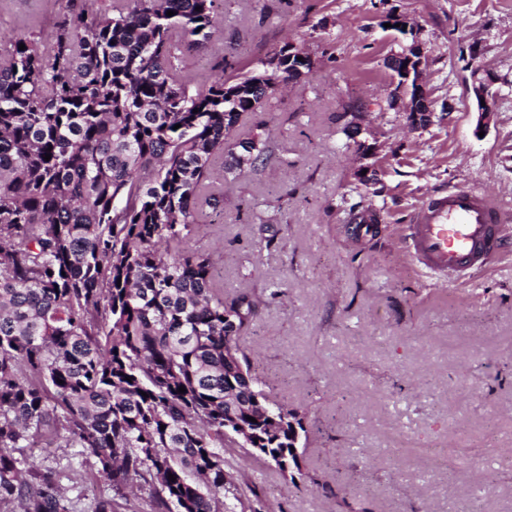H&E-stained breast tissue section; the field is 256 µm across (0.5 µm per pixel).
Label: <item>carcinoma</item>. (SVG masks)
Masks as SVG:
<instances>
[{
    "label": "carcinoma",
    "mask_w": 512,
    "mask_h": 512,
    "mask_svg": "<svg viewBox=\"0 0 512 512\" xmlns=\"http://www.w3.org/2000/svg\"><path fill=\"white\" fill-rule=\"evenodd\" d=\"M218 32L217 0H112L72 6L0 56L8 512H71L54 471L15 455L44 432L95 460L113 493L95 512L134 487L148 512H234V436L291 482L303 476L300 413L271 399L239 345L260 297H224L212 252L191 240L204 207L224 201L217 179L271 155L262 124L230 141L241 114L268 111L313 67L281 49L228 76L190 70L186 53Z\"/></svg>",
    "instance_id": "1"
}]
</instances>
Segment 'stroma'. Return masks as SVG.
<instances>
[{
  "mask_svg": "<svg viewBox=\"0 0 512 512\" xmlns=\"http://www.w3.org/2000/svg\"><path fill=\"white\" fill-rule=\"evenodd\" d=\"M68 2L0 0V31L50 28ZM390 14L416 37L384 29ZM218 19L219 39L188 57L193 71L237 68L287 42L319 60L269 111L242 114L239 135L266 123L276 155L225 185L223 210L197 235L225 295H260L240 346L309 434L294 483L225 448L245 512H512V223L501 255L459 281L403 243L416 206L442 187L489 194L512 214V0H223ZM415 39L432 109L446 115L419 131L390 106L385 65ZM474 67L496 93L482 135ZM357 101L379 145L370 159L336 122ZM366 163L377 185L359 186ZM362 216L372 234L357 235ZM269 232L274 243L260 246ZM22 454L56 471L73 512L111 493L85 449Z\"/></svg>",
  "mask_w": 512,
  "mask_h": 512,
  "instance_id": "stroma-1",
  "label": "stroma"
}]
</instances>
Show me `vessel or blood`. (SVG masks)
Segmentation results:
<instances>
[{
    "label": "vessel or blood",
    "instance_id": "vessel-or-blood-1",
    "mask_svg": "<svg viewBox=\"0 0 512 512\" xmlns=\"http://www.w3.org/2000/svg\"><path fill=\"white\" fill-rule=\"evenodd\" d=\"M503 222L484 195L445 190L419 207L408 226V248L432 273L457 275L496 250Z\"/></svg>",
    "mask_w": 512,
    "mask_h": 512
}]
</instances>
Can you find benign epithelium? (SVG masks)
Segmentation results:
<instances>
[{
    "mask_svg": "<svg viewBox=\"0 0 512 512\" xmlns=\"http://www.w3.org/2000/svg\"><path fill=\"white\" fill-rule=\"evenodd\" d=\"M399 24L406 26L403 34L413 35V43L405 48L400 55L403 60L401 68L400 83L397 84L398 94L393 96L390 105L394 106L403 98V108L408 126L413 130H423L434 123L435 113L430 111V101L427 89L423 83V68L426 64L425 55L421 43L416 37L414 29L407 25L403 18ZM492 83L485 80H478L474 83L473 92L477 105V129L485 130L494 121L496 112L494 110V95L491 92Z\"/></svg>",
    "mask_w": 512,
    "mask_h": 512,
    "instance_id": "7a95c632",
    "label": "benign epithelium"
}]
</instances>
